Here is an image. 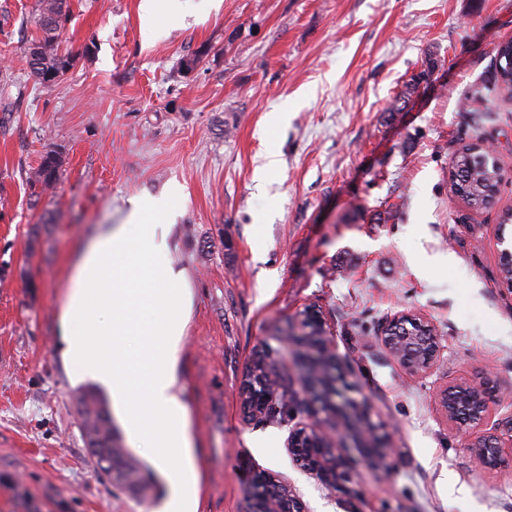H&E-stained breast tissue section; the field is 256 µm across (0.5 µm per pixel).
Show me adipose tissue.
Instances as JSON below:
<instances>
[{"instance_id": "ef3b65f1", "label": "adipose tissue", "mask_w": 512, "mask_h": 512, "mask_svg": "<svg viewBox=\"0 0 512 512\" xmlns=\"http://www.w3.org/2000/svg\"><path fill=\"white\" fill-rule=\"evenodd\" d=\"M174 200L133 196L127 223L79 246L57 332L73 378L100 384L131 443L149 450L169 485L163 512H199L203 460L181 383L192 292L168 262Z\"/></svg>"}]
</instances>
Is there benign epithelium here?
I'll return each mask as SVG.
<instances>
[{
  "instance_id": "obj_1",
  "label": "benign epithelium",
  "mask_w": 512,
  "mask_h": 512,
  "mask_svg": "<svg viewBox=\"0 0 512 512\" xmlns=\"http://www.w3.org/2000/svg\"><path fill=\"white\" fill-rule=\"evenodd\" d=\"M412 323L422 329L423 339L399 338L398 328ZM298 331L288 332L287 338L293 344L305 345L304 353L294 358L300 364L310 367L307 388L310 405L320 404L326 407L322 393V381L330 377L331 364L328 353L331 352L330 329L322 313L309 306L300 313L297 323ZM379 335L389 354L412 377L422 378L429 374L437 363L441 346L439 336L429 319L416 312L399 311L389 316L382 324ZM467 389L472 393L477 407L467 419L469 432L466 447L470 449L476 465L492 468L488 451H493L495 459H500L503 449H512V419L489 424L490 403L495 397V386L488 377L467 379L447 383L437 388L435 399L447 421L459 422L458 406L449 400V394L458 389ZM242 393L243 408L246 418L262 414L271 395L255 393V370L249 369ZM365 447L370 456L382 457L383 437L377 435L371 427L363 432ZM288 453L297 463H302L301 454L307 453L313 464L303 466L309 474L316 477L321 484L334 488L344 476L348 468L346 457L335 448L333 438L319 430L313 423H301L290 431L288 437ZM247 500L249 512H300L299 498L288 487V484L273 479L266 473L254 475L248 489Z\"/></svg>"
}]
</instances>
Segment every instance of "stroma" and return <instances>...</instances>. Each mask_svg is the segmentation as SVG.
Segmentation results:
<instances>
[{"instance_id":"stroma-1","label":"stroma","mask_w":512,"mask_h":512,"mask_svg":"<svg viewBox=\"0 0 512 512\" xmlns=\"http://www.w3.org/2000/svg\"><path fill=\"white\" fill-rule=\"evenodd\" d=\"M69 4L71 65L43 85L27 58L37 0H0V512H161L163 477L136 500L91 466L57 325L76 244L125 223L129 197L173 185L199 512H247L258 472L305 512H512V458L476 467L465 426L435 402L438 383L487 374L504 396L492 420L512 415V283L499 271L512 96L493 79L512 0H172L152 25L139 0ZM477 140L500 176L478 211L448 191L453 155ZM50 150L59 183L37 197L27 175ZM309 305L332 329L339 390L389 436L372 468L345 431L350 470L332 492L286 449L307 413L248 423L238 397L253 353L278 349ZM403 310L441 338L429 377L381 343Z\"/></svg>"}]
</instances>
